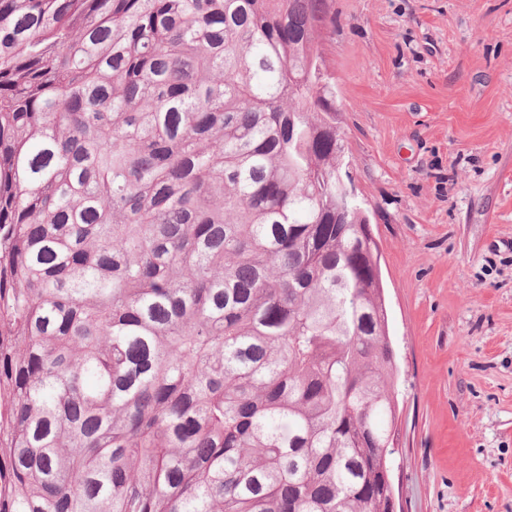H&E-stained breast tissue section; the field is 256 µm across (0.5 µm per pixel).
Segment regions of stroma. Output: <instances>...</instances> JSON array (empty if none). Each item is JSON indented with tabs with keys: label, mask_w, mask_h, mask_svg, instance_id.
<instances>
[{
	"label": "stroma",
	"mask_w": 512,
	"mask_h": 512,
	"mask_svg": "<svg viewBox=\"0 0 512 512\" xmlns=\"http://www.w3.org/2000/svg\"><path fill=\"white\" fill-rule=\"evenodd\" d=\"M323 51L381 253L403 512H512V0H334Z\"/></svg>",
	"instance_id": "obj_1"
}]
</instances>
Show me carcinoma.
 I'll use <instances>...</instances> for the list:
<instances>
[{"label":"carcinoma","instance_id":"carcinoma-1","mask_svg":"<svg viewBox=\"0 0 512 512\" xmlns=\"http://www.w3.org/2000/svg\"><path fill=\"white\" fill-rule=\"evenodd\" d=\"M333 0H0V512H389Z\"/></svg>","mask_w":512,"mask_h":512}]
</instances>
